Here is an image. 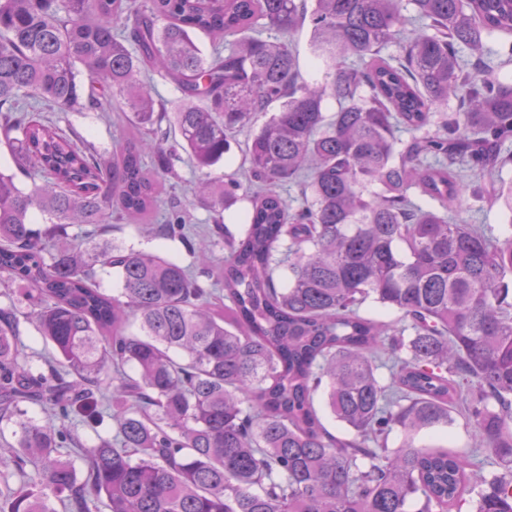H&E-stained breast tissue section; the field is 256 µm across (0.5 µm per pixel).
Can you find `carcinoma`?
I'll list each match as a JSON object with an SVG mask.
<instances>
[{
  "label": "carcinoma",
  "mask_w": 512,
  "mask_h": 512,
  "mask_svg": "<svg viewBox=\"0 0 512 512\" xmlns=\"http://www.w3.org/2000/svg\"><path fill=\"white\" fill-rule=\"evenodd\" d=\"M307 23L321 81L290 41ZM496 60L512 62V0H0V144L17 169L0 171V275L55 353L32 372L3 293L0 422L17 440L0 512H512V236L460 218L469 199L512 213ZM146 71L174 84L175 111ZM117 97L136 133L107 158L33 116ZM245 128L248 181L212 176ZM179 149L214 225L195 232L172 204L157 232L190 266L105 239L163 206ZM239 200L236 236L221 216ZM73 225L86 246L61 239ZM369 298L398 323L364 316ZM456 413L502 471L419 442ZM106 414L112 438L72 434Z\"/></svg>",
  "instance_id": "obj_1"
}]
</instances>
